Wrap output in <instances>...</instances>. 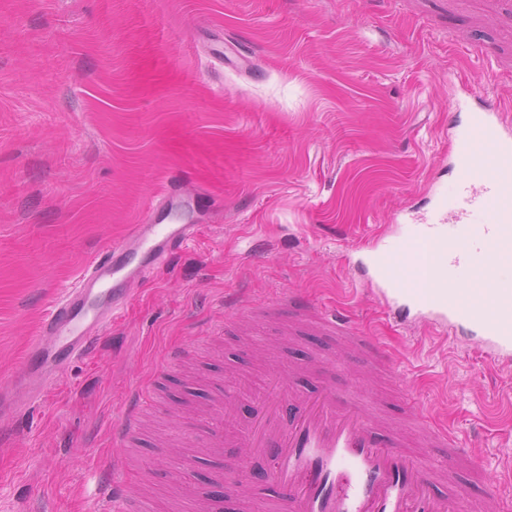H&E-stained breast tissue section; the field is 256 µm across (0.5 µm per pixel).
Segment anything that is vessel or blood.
Masks as SVG:
<instances>
[{"label":"vessel or blood","mask_w":512,"mask_h":512,"mask_svg":"<svg viewBox=\"0 0 512 512\" xmlns=\"http://www.w3.org/2000/svg\"><path fill=\"white\" fill-rule=\"evenodd\" d=\"M457 177L440 185L419 219L397 215L395 231L367 256L375 288L389 309H413L440 325L466 327L497 352L512 351V133L499 110L468 112L452 126ZM179 193L168 187L137 223L89 262L73 287L39 318L13 375L0 382V424L17 421L29 406L56 390L62 372L93 356L107 329L131 300L113 281L135 264L144 280L196 242V224H172L168 205ZM486 285L475 300L470 285ZM224 322L210 339L249 325L262 328L281 311L318 336L341 337L342 359L363 353L383 371L394 362L373 337L360 332L335 306L309 302L284 290L267 300L246 289L224 300ZM407 419L397 424L362 391L338 394L323 384L297 391L282 373L266 374L260 408L249 424L226 433L238 414L225 400L207 417L204 440L212 456L225 448L261 454L269 472L243 473L235 500L241 512H448L464 498L467 478L482 469L467 442L447 426L420 418L422 401L406 394ZM154 403L148 387L125 391L113 423V447L132 443ZM151 495L135 490L133 475L101 459L96 469V512H147Z\"/></svg>","instance_id":"b4317fda"}]
</instances>
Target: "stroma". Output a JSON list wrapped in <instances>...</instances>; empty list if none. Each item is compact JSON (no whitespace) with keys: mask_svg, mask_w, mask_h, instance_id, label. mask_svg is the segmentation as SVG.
Here are the masks:
<instances>
[{"mask_svg":"<svg viewBox=\"0 0 512 512\" xmlns=\"http://www.w3.org/2000/svg\"><path fill=\"white\" fill-rule=\"evenodd\" d=\"M512 103V23L484 0H0V379L48 303L170 185L174 224L201 225L170 272L139 284L101 350L75 361L44 402L0 431V512H94L95 460L120 393L153 383L174 346L163 404L127 452L154 512H188L210 489L200 466L173 485L179 456H204L196 429L218 387L249 406L265 368L237 336L199 342L247 286L291 289L351 315L388 347L396 379L327 371L367 389L392 419L399 395L475 443L471 499L507 490L512 364L466 329L399 322L364 283L363 260L400 211L423 215L452 181L448 117L479 94ZM277 367L332 341L284 345ZM237 358L249 388L224 382Z\"/></svg>","mask_w":512,"mask_h":512,"instance_id":"stroma-1","label":"stroma"}]
</instances>
